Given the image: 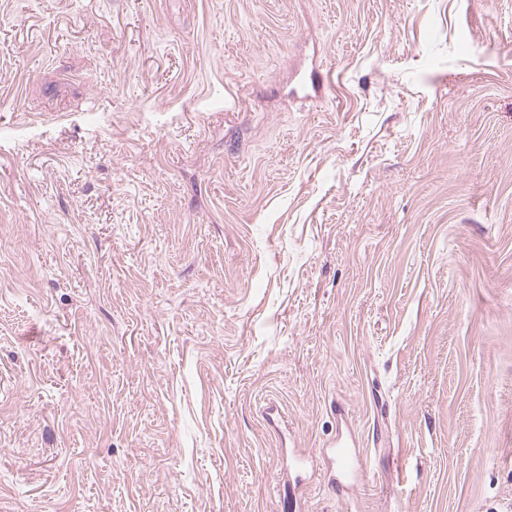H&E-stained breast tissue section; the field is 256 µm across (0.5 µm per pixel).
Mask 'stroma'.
<instances>
[{
	"instance_id": "obj_1",
	"label": "stroma",
	"mask_w": 512,
	"mask_h": 512,
	"mask_svg": "<svg viewBox=\"0 0 512 512\" xmlns=\"http://www.w3.org/2000/svg\"><path fill=\"white\" fill-rule=\"evenodd\" d=\"M0 512H512V0H0Z\"/></svg>"
}]
</instances>
